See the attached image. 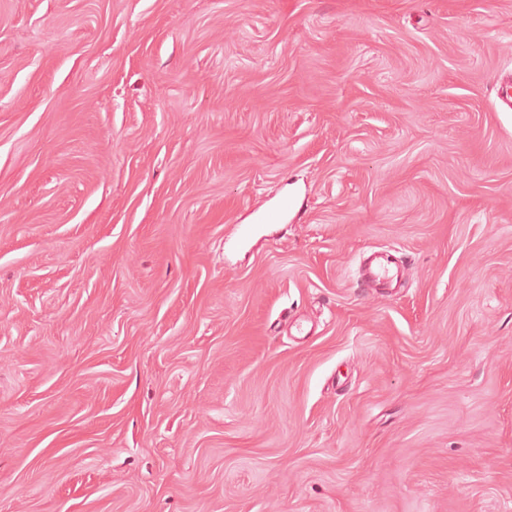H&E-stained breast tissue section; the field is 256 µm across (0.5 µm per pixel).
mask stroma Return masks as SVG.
I'll list each match as a JSON object with an SVG mask.
<instances>
[{"instance_id": "obj_1", "label": "stroma", "mask_w": 512, "mask_h": 512, "mask_svg": "<svg viewBox=\"0 0 512 512\" xmlns=\"http://www.w3.org/2000/svg\"><path fill=\"white\" fill-rule=\"evenodd\" d=\"M505 69L512 0H0V512H512ZM394 274L387 262L383 259H375L367 269L366 279H361V286L367 288L370 284L385 286L389 283Z\"/></svg>"}]
</instances>
